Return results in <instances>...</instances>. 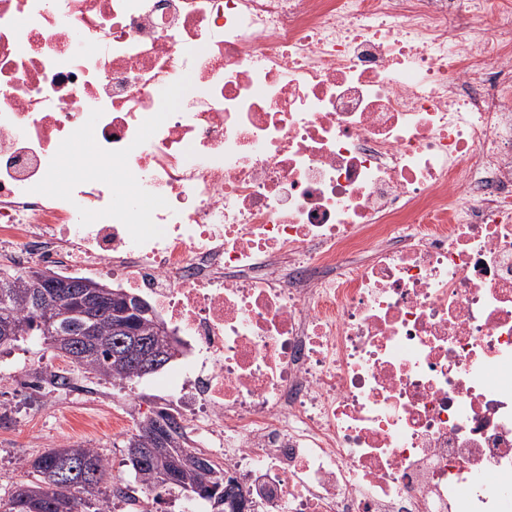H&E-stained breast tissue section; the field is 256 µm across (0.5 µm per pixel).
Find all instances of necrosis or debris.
Here are the masks:
<instances>
[{"label":"necrosis or debris","instance_id":"1","mask_svg":"<svg viewBox=\"0 0 512 512\" xmlns=\"http://www.w3.org/2000/svg\"><path fill=\"white\" fill-rule=\"evenodd\" d=\"M512 0H0V257L111 276L253 512H512Z\"/></svg>","mask_w":512,"mask_h":512}]
</instances>
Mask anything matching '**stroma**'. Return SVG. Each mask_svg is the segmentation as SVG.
I'll list each match as a JSON object with an SVG mask.
<instances>
[{
  "mask_svg": "<svg viewBox=\"0 0 512 512\" xmlns=\"http://www.w3.org/2000/svg\"><path fill=\"white\" fill-rule=\"evenodd\" d=\"M39 368H61L80 376L83 384L98 388L99 396L71 403L65 393L46 394L33 389L32 381ZM175 369L171 363L131 383H102L82 372L43 338L27 336L20 342L0 346V497L16 484L29 481L30 474L21 467V460L34 459L50 449L65 424L72 428L71 441L94 446L105 459L107 491L122 486L141 491L125 448L129 434L113 432L112 412L133 403L140 414H151L160 397L170 391ZM34 407L39 408L41 421L19 428V418Z\"/></svg>",
  "mask_w": 512,
  "mask_h": 512,
  "instance_id": "obj_1",
  "label": "stroma"
}]
</instances>
